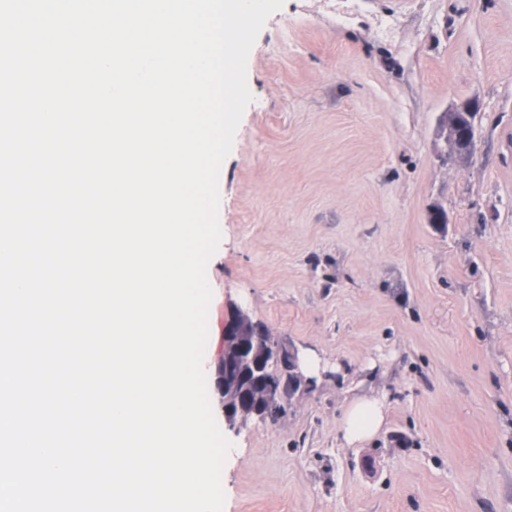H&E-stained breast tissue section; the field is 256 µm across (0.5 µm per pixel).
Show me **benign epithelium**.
<instances>
[{
  "mask_svg": "<svg viewBox=\"0 0 512 512\" xmlns=\"http://www.w3.org/2000/svg\"><path fill=\"white\" fill-rule=\"evenodd\" d=\"M475 106L472 101L455 103L443 115L440 133L449 147L445 157L464 162L476 154L478 131L473 123H464ZM309 383L297 353L242 309L231 310L224 323L223 351L215 365L216 392L229 428L258 416L259 403L270 410L267 422L277 423L281 407L291 403L296 393L306 391Z\"/></svg>",
  "mask_w": 512,
  "mask_h": 512,
  "instance_id": "benign-epithelium-1",
  "label": "benign epithelium"
}]
</instances>
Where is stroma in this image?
Wrapping results in <instances>:
<instances>
[{"mask_svg":"<svg viewBox=\"0 0 512 512\" xmlns=\"http://www.w3.org/2000/svg\"><path fill=\"white\" fill-rule=\"evenodd\" d=\"M247 82L206 381L235 306L324 371L276 425L225 429L223 512H512V0H284ZM468 99L459 163L438 120ZM363 395L385 420L350 446ZM384 421L383 403L375 397H359L348 405L343 423V438L354 445L374 436Z\"/></svg>","mask_w":512,"mask_h":512,"instance_id":"obj_1","label":"stroma"}]
</instances>
